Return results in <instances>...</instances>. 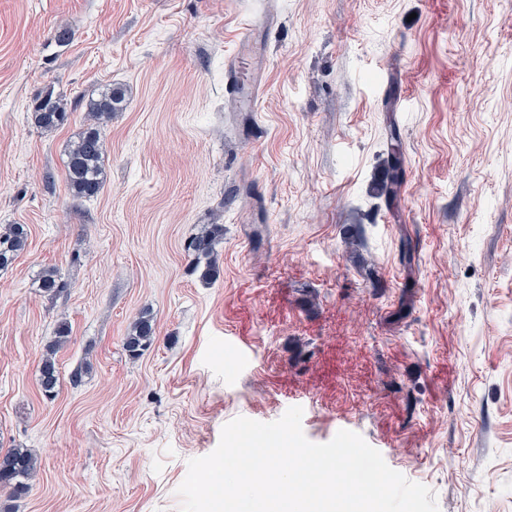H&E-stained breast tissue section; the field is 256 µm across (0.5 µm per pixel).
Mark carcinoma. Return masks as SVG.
I'll list each match as a JSON object with an SVG mask.
<instances>
[{
    "label": "carcinoma",
    "instance_id": "cac0c4a2",
    "mask_svg": "<svg viewBox=\"0 0 512 512\" xmlns=\"http://www.w3.org/2000/svg\"><path fill=\"white\" fill-rule=\"evenodd\" d=\"M125 99V91L110 84L85 104L88 123L75 141L66 148L65 171L69 191L77 200L91 199L103 192L105 187L104 140L101 129L112 120V113L119 110ZM71 112L67 104L51 89L43 92L35 101L32 119L35 126L45 132L56 131L67 124ZM387 167L384 178L377 187V196L392 207L400 196L403 179L404 156L401 138L396 127L389 129L387 139ZM224 240V225L206 224L191 238L188 250L197 261H205L200 278L209 281L216 276V246ZM28 232L23 224H7L0 228V270L12 265L25 250ZM38 288L55 297L68 288L58 271L46 268L38 277ZM70 329L62 323L56 330L57 340L48 348L39 368V385L43 395L54 397L59 380L56 353L67 341ZM155 340V324L148 315H142L131 324L124 338V347L132 357L142 354ZM39 472L37 456L28 448L0 450V489L12 498L28 494L33 480Z\"/></svg>",
    "mask_w": 512,
    "mask_h": 512
}]
</instances>
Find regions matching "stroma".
I'll return each instance as SVG.
<instances>
[{"label": "stroma", "instance_id": "obj_1", "mask_svg": "<svg viewBox=\"0 0 512 512\" xmlns=\"http://www.w3.org/2000/svg\"><path fill=\"white\" fill-rule=\"evenodd\" d=\"M258 16L246 117L224 60ZM106 84L126 91L106 185L79 201L65 148ZM49 89L74 110L45 133ZM2 224L29 237L0 270V449L40 462L5 512H180L227 422L292 406L308 440L360 434L439 512H512V0H0ZM204 224L224 227L208 283L184 251ZM48 267L69 284L53 298ZM144 312L156 340L134 359ZM387 167L384 178L377 187V196L384 199L391 208L400 196L403 179L404 156L401 152V138L396 127H390L387 139ZM37 281V288H40L44 294L51 297H56L68 288L67 282L62 280L55 268L43 269ZM155 340V324L148 315H142L131 324L124 338V347L131 357H138ZM69 333V326L65 323H61L56 330L57 340L48 348L46 354L41 360L39 368V385L43 395L49 399L54 397L59 380L56 353L67 341Z\"/></svg>", "mask_w": 512, "mask_h": 512}]
</instances>
